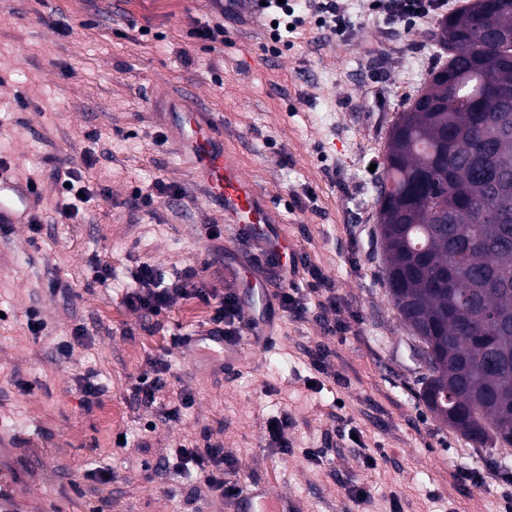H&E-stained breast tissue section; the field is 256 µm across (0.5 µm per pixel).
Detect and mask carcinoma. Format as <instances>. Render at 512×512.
<instances>
[{
  "mask_svg": "<svg viewBox=\"0 0 512 512\" xmlns=\"http://www.w3.org/2000/svg\"><path fill=\"white\" fill-rule=\"evenodd\" d=\"M393 120L377 180L389 294L420 342V399L489 448L512 447V0H469Z\"/></svg>",
  "mask_w": 512,
  "mask_h": 512,
  "instance_id": "1",
  "label": "carcinoma"
}]
</instances>
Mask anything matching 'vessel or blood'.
<instances>
[{
  "label": "vessel or blood",
  "instance_id": "b4317fda",
  "mask_svg": "<svg viewBox=\"0 0 512 512\" xmlns=\"http://www.w3.org/2000/svg\"><path fill=\"white\" fill-rule=\"evenodd\" d=\"M168 116L177 150L194 162L203 201L219 206L225 224L236 236H248L268 257L281 256L286 249V238L277 208L245 175L237 152L225 142L213 115L200 110L187 97L174 103ZM33 210V193L13 178L9 166H0V223H28ZM274 333L272 319L257 313L255 308L245 310L244 334L253 344L265 345ZM227 509L228 512H301L293 496L272 492L261 484L241 489Z\"/></svg>",
  "mask_w": 512,
  "mask_h": 512
}]
</instances>
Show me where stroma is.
I'll use <instances>...</instances> for the list:
<instances>
[{
	"label": "stroma",
	"mask_w": 512,
	"mask_h": 512,
	"mask_svg": "<svg viewBox=\"0 0 512 512\" xmlns=\"http://www.w3.org/2000/svg\"><path fill=\"white\" fill-rule=\"evenodd\" d=\"M348 7L355 27L345 38L311 26L274 53L246 13L225 19L223 41L193 37L215 22L213 0H0V157L42 194L40 232L0 229V512H216L202 476L156 473L186 442L221 446L225 480L264 482L304 512L512 504V447L474 443L419 397L422 369L387 290L376 181L365 175L438 62L428 39L436 21L390 29L361 0ZM52 15L69 34L49 25ZM189 92L275 202L297 287L308 289L313 267L327 278L343 332L327 334L318 308L302 319L282 311L269 344L233 339L217 362L180 342L210 314L198 300L143 317L123 303L126 278L93 284L90 260L105 252L120 269H193L220 290L226 263L264 265L256 244L221 238L218 208L202 204L192 164L173 144L162 113ZM85 157L84 177L101 195L72 224L51 172ZM159 181L175 195H158ZM55 279L72 299L51 291ZM33 309L46 324L40 336L27 327ZM79 325L87 334L75 342ZM322 349L324 373L313 366ZM158 355L169 369L148 406L131 386ZM89 376L104 392L87 406L78 384ZM182 394L190 404L164 420L161 404ZM281 418L284 450L268 443ZM98 467L110 481L85 478ZM465 470L486 483L462 479ZM353 485L370 488L371 503L351 502Z\"/></svg>",
	"instance_id": "35a3bbf8"
}]
</instances>
